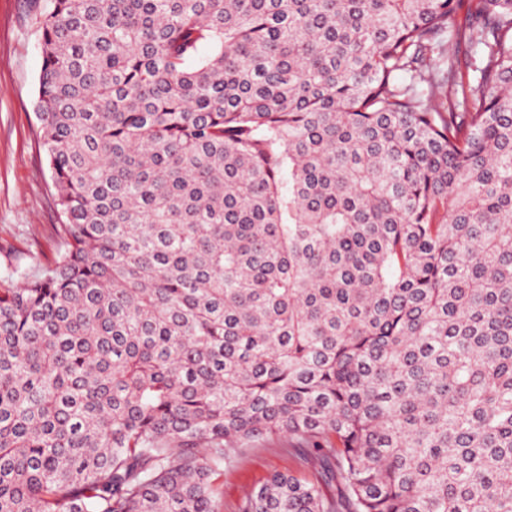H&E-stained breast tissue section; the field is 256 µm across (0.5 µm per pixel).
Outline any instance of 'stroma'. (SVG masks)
Returning a JSON list of instances; mask_svg holds the SVG:
<instances>
[{
  "label": "stroma",
  "instance_id": "stroma-1",
  "mask_svg": "<svg viewBox=\"0 0 512 512\" xmlns=\"http://www.w3.org/2000/svg\"><path fill=\"white\" fill-rule=\"evenodd\" d=\"M45 6L46 0H0V279L45 267L60 249V217L35 109ZM293 445L282 437L244 449L224 470L221 512H237L245 492L273 471L313 474Z\"/></svg>",
  "mask_w": 512,
  "mask_h": 512
}]
</instances>
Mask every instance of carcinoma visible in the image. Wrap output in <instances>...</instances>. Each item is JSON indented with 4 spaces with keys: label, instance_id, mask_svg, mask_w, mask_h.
Segmentation results:
<instances>
[{
    "label": "carcinoma",
    "instance_id": "carcinoma-1",
    "mask_svg": "<svg viewBox=\"0 0 512 512\" xmlns=\"http://www.w3.org/2000/svg\"><path fill=\"white\" fill-rule=\"evenodd\" d=\"M40 52L0 512H220L282 436L320 477L238 512H512V0H49ZM295 445V440L282 437L259 440L245 448L231 465L224 468L220 512H237L245 492L264 481L273 471L316 474L315 469L293 451Z\"/></svg>",
    "mask_w": 512,
    "mask_h": 512
}]
</instances>
